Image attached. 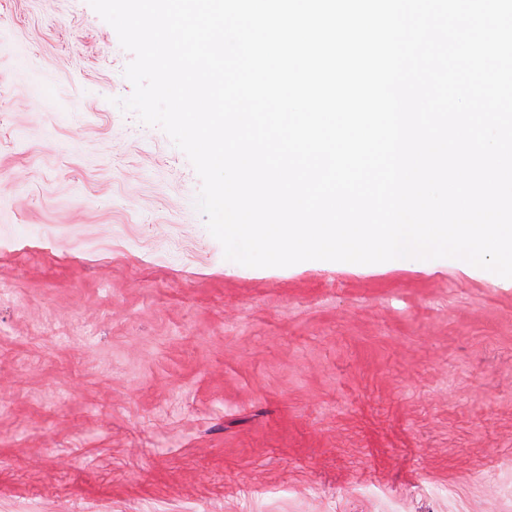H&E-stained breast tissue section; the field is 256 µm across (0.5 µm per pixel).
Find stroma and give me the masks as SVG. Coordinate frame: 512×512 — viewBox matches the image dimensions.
<instances>
[{"label":"stroma","mask_w":512,"mask_h":512,"mask_svg":"<svg viewBox=\"0 0 512 512\" xmlns=\"http://www.w3.org/2000/svg\"><path fill=\"white\" fill-rule=\"evenodd\" d=\"M132 59L0 0V512H512V278L227 260Z\"/></svg>","instance_id":"1"}]
</instances>
